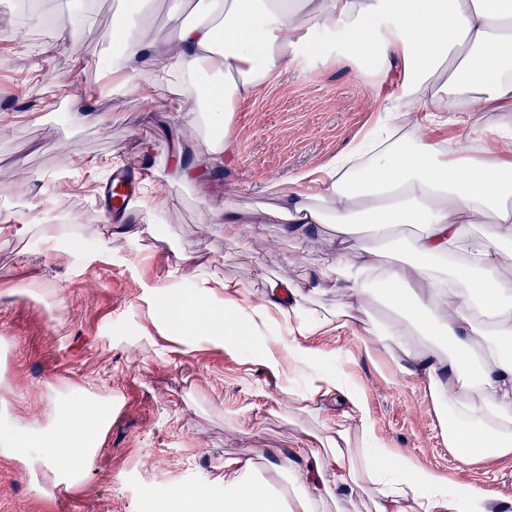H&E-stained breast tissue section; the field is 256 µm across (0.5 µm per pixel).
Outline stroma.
Returning <instances> with one entry per match:
<instances>
[{"instance_id":"obj_1","label":"stroma","mask_w":512,"mask_h":512,"mask_svg":"<svg viewBox=\"0 0 512 512\" xmlns=\"http://www.w3.org/2000/svg\"><path fill=\"white\" fill-rule=\"evenodd\" d=\"M128 9L129 0H35L30 7L0 0V222L16 227L0 237V400L13 415L43 417L51 377L59 388L112 399V426L79 487L53 486L0 455V512H150L149 490L173 486L220 503L225 459L313 443L327 417L351 433L358 425L346 394L333 392L302 411L297 395L308 382L287 365L268 364L248 344L182 340L154 312L162 284L191 296L201 280L231 278L257 296L282 271L304 278L330 242L289 240L286 225L273 220L247 225L233 245L223 225L204 217L227 201L272 208L269 182L325 165L384 119L385 101L402 90L401 67L392 60L371 70L349 57L298 50L287 70L236 102L228 159L210 174L230 194L206 198L170 182L173 140L146 118L163 109L149 85L112 93V19ZM52 41L55 52L41 55ZM91 57L98 67L81 80L101 122L77 127L68 115L79 104L58 83L76 60ZM64 142L77 154L60 151ZM141 144L152 149L145 162L136 154ZM108 157L113 167H91ZM143 167L145 188L127 221L149 224V233L96 248L109 210L101 184L113 169ZM153 192L168 200L163 214L145 206ZM47 225L74 234L78 247L46 242ZM364 342L330 331L302 344L338 357L362 385L376 433L394 450L512 500V456L463 465L441 438L422 385L366 352Z\"/></svg>"}]
</instances>
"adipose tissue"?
<instances>
[{
    "instance_id": "obj_1",
    "label": "adipose tissue",
    "mask_w": 512,
    "mask_h": 512,
    "mask_svg": "<svg viewBox=\"0 0 512 512\" xmlns=\"http://www.w3.org/2000/svg\"><path fill=\"white\" fill-rule=\"evenodd\" d=\"M182 0H170L175 23L148 38L125 17L112 36L121 48L112 62L115 93L147 78L166 116L178 121L198 163H171L170 178L203 196L209 171L224 164L234 102L255 95L292 63L311 28L334 30L358 46L367 65L398 60L401 96L441 98L470 122L475 112H512V0H221L223 25L178 22ZM436 115L422 113L399 131L381 124L380 137L353 146L328 165L294 179L270 182L280 202L273 216L297 240L334 241L304 281L281 273L258 297L238 282L223 283L215 306L208 284L196 299L162 294L158 318L180 337L203 332L231 344L252 336L250 315L287 336L264 347L272 365L307 359L309 332L348 330L365 337L402 373L424 385L441 435L460 461L512 456V136L503 127L474 125L451 142L434 135ZM413 229L412 237L396 230ZM429 344H421V337ZM348 394L360 420L350 440L340 421L321 423L320 449L295 448L253 460L224 462L223 507L195 491H155L160 512H322L335 490L363 495L371 512H502L508 502L486 487L463 485L418 466L378 437L362 388L339 369H316L307 401L331 391ZM50 421L14 418L0 428V454L55 483H82L112 425V403L78 389L50 394ZM329 470L335 489L313 481L287 494L260 478L292 475L297 460Z\"/></svg>"
}]
</instances>
